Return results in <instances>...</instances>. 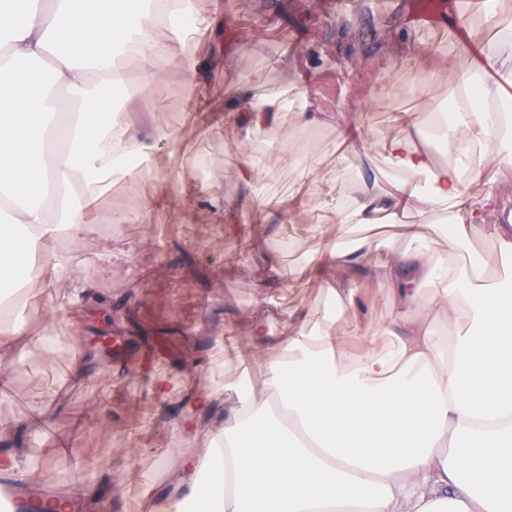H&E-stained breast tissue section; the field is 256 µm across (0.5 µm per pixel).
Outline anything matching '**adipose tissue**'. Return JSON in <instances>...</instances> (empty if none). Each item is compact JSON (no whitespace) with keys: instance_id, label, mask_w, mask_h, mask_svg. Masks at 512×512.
I'll list each match as a JSON object with an SVG mask.
<instances>
[{"instance_id":"obj_1","label":"adipose tissue","mask_w":512,"mask_h":512,"mask_svg":"<svg viewBox=\"0 0 512 512\" xmlns=\"http://www.w3.org/2000/svg\"><path fill=\"white\" fill-rule=\"evenodd\" d=\"M150 2L130 0L123 10L108 0H0L10 58L51 61L70 100L55 113L47 92L16 69L0 82V198L13 203L9 222H0L1 281L21 252L40 258L51 276L70 272V256L53 243L84 234L95 184L130 155L138 159L133 177L162 167L164 154L122 117L88 134L101 87L127 85L129 58L145 90L179 65L188 105L216 134L228 121L248 137L280 122L279 97L259 99L240 85L224 106L200 92L199 62L186 42L216 31L213 14L189 16L173 0L160 18ZM452 27L450 54L467 60L453 74L456 110L442 130L454 163L433 165L418 145L423 129L410 123L384 144L402 184L368 187L351 201L337 194L335 177L321 189L343 230L326 244L324 266L388 285L395 316L384 327L358 319L350 339L337 335L335 316L312 322L301 308L289 311L291 327L278 336L251 320L260 377L212 382L184 411L180 437L201 451L181 461L173 474L180 490L159 512H195L201 500L207 512H512V277L488 276L458 254L497 205L471 184L488 156L512 152V114L471 98L475 88L487 98L512 92V54L483 40L488 33L511 44L512 26L488 12L481 27L462 15ZM419 172L429 174L428 187L413 181ZM433 212L448 215L437 237L427 225ZM382 220L400 224L399 236L365 235ZM445 310L461 315L448 342L434 334Z\"/></svg>"}]
</instances>
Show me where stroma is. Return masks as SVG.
Masks as SVG:
<instances>
[{
    "mask_svg": "<svg viewBox=\"0 0 512 512\" xmlns=\"http://www.w3.org/2000/svg\"><path fill=\"white\" fill-rule=\"evenodd\" d=\"M227 23L234 28L224 53L212 55L209 36L198 34L187 49L202 63L201 89L224 98L226 90L248 84L260 95L277 94L304 80L314 105L322 112H340L358 135L351 168L339 178L351 194L371 183L372 171L383 163V140L398 134L393 108L413 106L420 125H427L436 106L448 101L451 68L464 59L448 57L453 32L446 19L435 26L414 24L415 0H223ZM425 54L422 65L408 60L411 48ZM433 72L421 99L410 100L406 88L419 70ZM185 77L169 69L165 88L145 94L131 116L140 137L154 124L156 104L165 101L166 118L177 129L201 171L182 179L183 157L162 167L156 179L140 181L120 175L105 183L94 222L83 234L76 253L75 274L42 278L29 287L40 305L29 317L32 333H50L57 340L51 355L27 357L12 364V383L0 394V422L26 423L31 398L53 386L60 403L43 432H26L18 443L0 445V460L26 455L37 460L46 439L65 443L61 455L38 464L29 476L37 489L56 495L77 491L111 498L113 512H146L142 484L152 485L155 499L172 496L167 469L191 450L175 425L178 404L203 394L212 377L234 376L224 365L213 337L245 344L246 320L267 319L273 334L288 327V312L300 307L320 317L326 306L318 286L301 281L294 287L272 288L269 263L291 258L295 269L311 264L319 240L335 238L336 217L321 207L319 182L336 162L335 125L305 128L286 118L273 130L255 134V141H275L303 157L304 165H280L269 179L241 188V168L256 151L227 154L240 140V130L225 125L223 135L208 134L182 104ZM164 180L165 199L155 210V225L168 228L166 239L141 237L136 225L115 224L117 209H137L153 198L157 180ZM483 180L498 200L487 223H506L512 215V165L487 160ZM305 189V209L298 223L318 227L317 235L293 241L289 252L275 243L289 227L263 220L262 200L288 197ZM241 192L244 209L237 223L213 221L207 188ZM110 237L120 252L108 274H100L99 241ZM366 317L377 326L391 318L396 303L388 286L351 276ZM87 294L80 308L72 300L79 287ZM112 310V331L127 346L118 356L91 363L87 379L67 383L69 367L84 354L93 326L92 309ZM180 375L186 386L170 397L153 389L157 375Z\"/></svg>",
    "mask_w": 512,
    "mask_h": 512,
    "instance_id": "1",
    "label": "stroma"
}]
</instances>
